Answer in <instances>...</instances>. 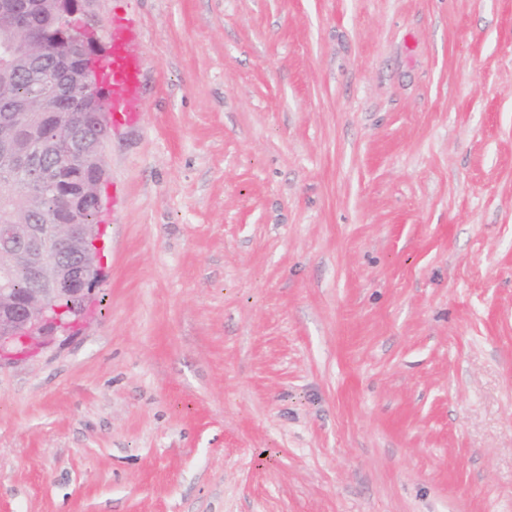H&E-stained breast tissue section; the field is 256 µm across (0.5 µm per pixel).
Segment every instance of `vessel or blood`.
Listing matches in <instances>:
<instances>
[{"label":"vessel or blood","instance_id":"1","mask_svg":"<svg viewBox=\"0 0 512 512\" xmlns=\"http://www.w3.org/2000/svg\"><path fill=\"white\" fill-rule=\"evenodd\" d=\"M138 32L125 19L112 20V122L116 125L137 123L141 115V66L129 50Z\"/></svg>","mask_w":512,"mask_h":512}]
</instances>
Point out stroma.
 <instances>
[{
	"label": "stroma",
	"mask_w": 512,
	"mask_h": 512,
	"mask_svg": "<svg viewBox=\"0 0 512 512\" xmlns=\"http://www.w3.org/2000/svg\"><path fill=\"white\" fill-rule=\"evenodd\" d=\"M140 33L101 303L0 360V512H512V0H94Z\"/></svg>",
	"instance_id": "stroma-1"
}]
</instances>
